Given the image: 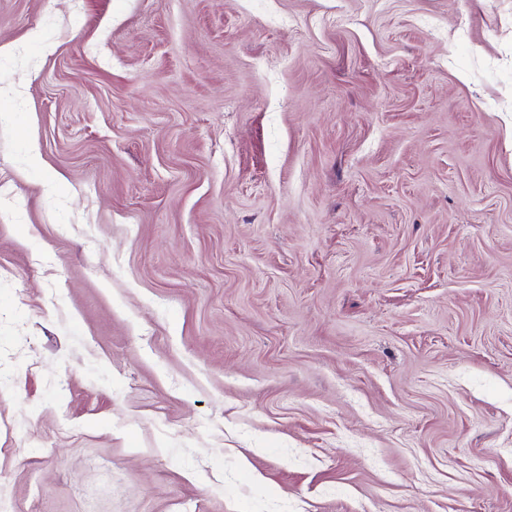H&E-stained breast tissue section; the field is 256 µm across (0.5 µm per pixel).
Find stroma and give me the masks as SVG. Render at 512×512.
Masks as SVG:
<instances>
[{
	"instance_id": "1",
	"label": "stroma",
	"mask_w": 512,
	"mask_h": 512,
	"mask_svg": "<svg viewBox=\"0 0 512 512\" xmlns=\"http://www.w3.org/2000/svg\"><path fill=\"white\" fill-rule=\"evenodd\" d=\"M7 512H512V0H0Z\"/></svg>"
}]
</instances>
